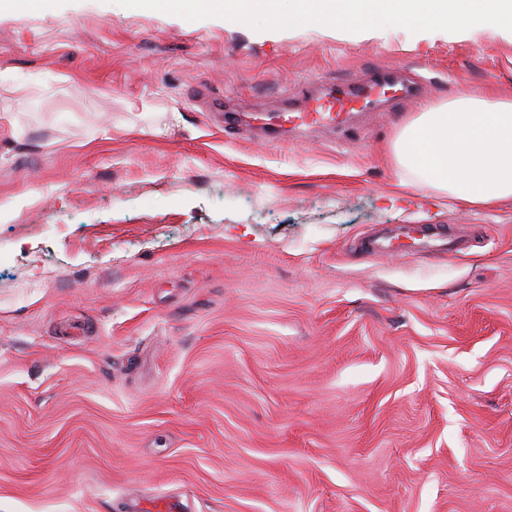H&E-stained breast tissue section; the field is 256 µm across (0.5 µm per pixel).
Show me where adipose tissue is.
Wrapping results in <instances>:
<instances>
[{"label": "adipose tissue", "instance_id": "adipose-tissue-1", "mask_svg": "<svg viewBox=\"0 0 512 512\" xmlns=\"http://www.w3.org/2000/svg\"><path fill=\"white\" fill-rule=\"evenodd\" d=\"M398 168L451 201L512 198V100L465 89L418 113L393 141Z\"/></svg>", "mask_w": 512, "mask_h": 512}]
</instances>
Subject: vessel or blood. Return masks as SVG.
Returning <instances> with one entry per match:
<instances>
[{
	"label": "vessel or blood",
	"instance_id": "vessel-or-blood-1",
	"mask_svg": "<svg viewBox=\"0 0 512 512\" xmlns=\"http://www.w3.org/2000/svg\"><path fill=\"white\" fill-rule=\"evenodd\" d=\"M400 71L384 69L372 78L352 82H328L292 102L289 118L294 129L342 128L369 105L382 103L389 96L412 94Z\"/></svg>",
	"mask_w": 512,
	"mask_h": 512
}]
</instances>
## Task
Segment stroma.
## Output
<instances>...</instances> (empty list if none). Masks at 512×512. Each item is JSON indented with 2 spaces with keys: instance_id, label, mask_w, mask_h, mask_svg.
I'll use <instances>...</instances> for the list:
<instances>
[{
  "instance_id": "stroma-1",
  "label": "stroma",
  "mask_w": 512,
  "mask_h": 512,
  "mask_svg": "<svg viewBox=\"0 0 512 512\" xmlns=\"http://www.w3.org/2000/svg\"><path fill=\"white\" fill-rule=\"evenodd\" d=\"M388 67L353 128L224 126ZM468 87L512 40L0 18V512H512V201L391 159Z\"/></svg>"
}]
</instances>
